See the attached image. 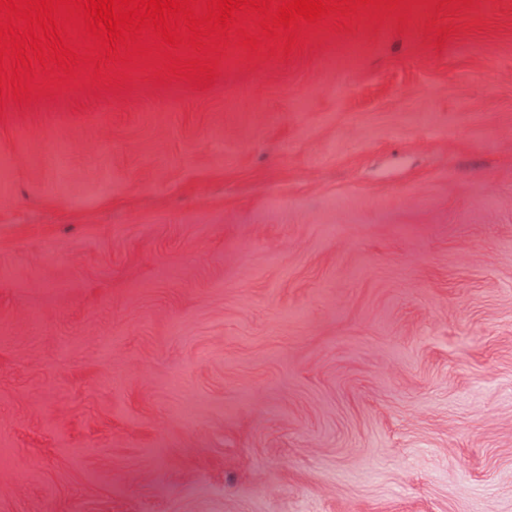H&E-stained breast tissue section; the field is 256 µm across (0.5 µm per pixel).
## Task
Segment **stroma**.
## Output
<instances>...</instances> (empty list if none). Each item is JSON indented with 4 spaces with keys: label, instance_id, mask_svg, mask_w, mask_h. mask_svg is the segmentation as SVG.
I'll use <instances>...</instances> for the list:
<instances>
[{
    "label": "stroma",
    "instance_id": "stroma-1",
    "mask_svg": "<svg viewBox=\"0 0 512 512\" xmlns=\"http://www.w3.org/2000/svg\"><path fill=\"white\" fill-rule=\"evenodd\" d=\"M0 96V512H512V0Z\"/></svg>",
    "mask_w": 512,
    "mask_h": 512
}]
</instances>
